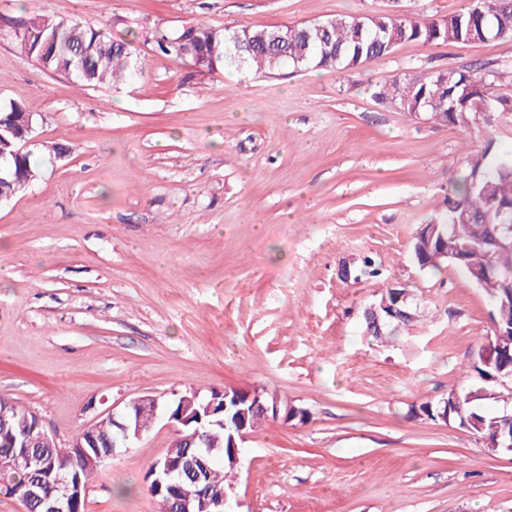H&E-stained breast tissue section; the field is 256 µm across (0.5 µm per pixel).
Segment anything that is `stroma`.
I'll list each match as a JSON object with an SVG mask.
<instances>
[{"instance_id": "35a3bbf8", "label": "stroma", "mask_w": 512, "mask_h": 512, "mask_svg": "<svg viewBox=\"0 0 512 512\" xmlns=\"http://www.w3.org/2000/svg\"><path fill=\"white\" fill-rule=\"evenodd\" d=\"M18 2L0 0V102L33 105L39 174L0 203V397L64 447L139 396L275 392L307 418L248 437L238 512H512V451L409 415L472 385L493 312L454 266L419 269L415 232L468 158L512 151V111L464 131L366 89L488 62L512 99V40L409 42L347 72H202L157 53L153 31L434 20L473 0H36L50 19L134 40L130 83L80 90L21 55ZM366 256L381 277H339ZM398 283L423 315L382 343L362 313ZM174 432L160 417L116 449L85 512H159L147 474Z\"/></svg>"}]
</instances>
